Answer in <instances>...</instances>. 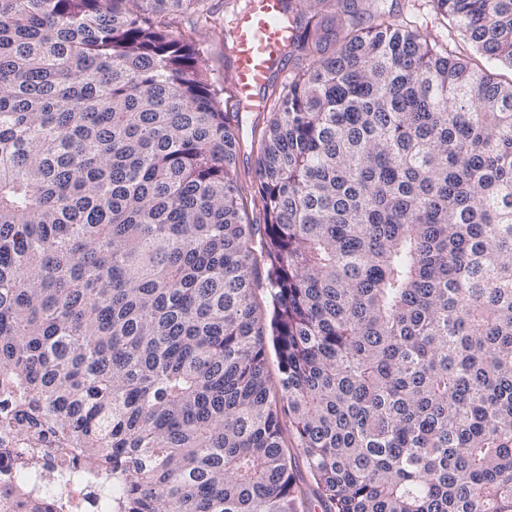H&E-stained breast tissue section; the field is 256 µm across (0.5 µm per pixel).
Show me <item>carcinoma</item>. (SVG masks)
Returning a JSON list of instances; mask_svg holds the SVG:
<instances>
[{"mask_svg": "<svg viewBox=\"0 0 512 512\" xmlns=\"http://www.w3.org/2000/svg\"><path fill=\"white\" fill-rule=\"evenodd\" d=\"M201 2L0 0V503L67 508L15 479L48 466L112 512H298L294 447L322 512H512V80L377 0H283L247 187L253 105L168 31ZM432 2L512 68V0ZM269 112L252 111L242 112L240 132L243 137V145L237 155L236 169L239 176L245 177L247 182L254 179L256 164H257V145L255 143L253 149L251 148V131L254 125H257V131L264 127L269 120Z\"/></svg>", "mask_w": 512, "mask_h": 512, "instance_id": "cac0c4a2", "label": "carcinoma"}]
</instances>
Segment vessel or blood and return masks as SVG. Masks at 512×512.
I'll use <instances>...</instances> for the list:
<instances>
[{
	"label": "vessel or blood",
	"mask_w": 512,
	"mask_h": 512,
	"mask_svg": "<svg viewBox=\"0 0 512 512\" xmlns=\"http://www.w3.org/2000/svg\"><path fill=\"white\" fill-rule=\"evenodd\" d=\"M292 36L282 0H254L252 9L240 17L237 37L227 49L232 59L229 80L237 98H253L266 86Z\"/></svg>",
	"instance_id": "1"
}]
</instances>
